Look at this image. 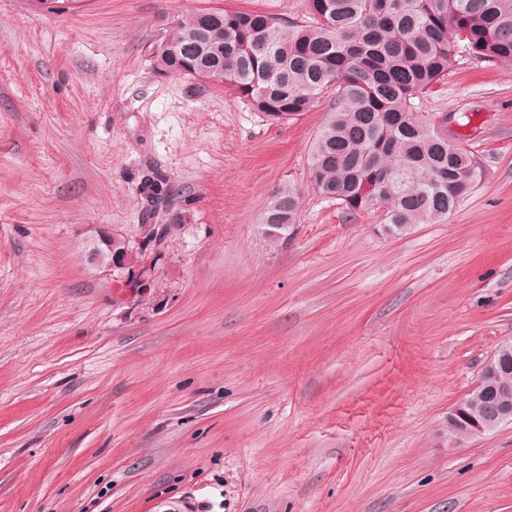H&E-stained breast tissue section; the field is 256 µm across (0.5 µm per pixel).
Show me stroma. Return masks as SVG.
I'll return each mask as SVG.
<instances>
[{"label": "stroma", "mask_w": 512, "mask_h": 512, "mask_svg": "<svg viewBox=\"0 0 512 512\" xmlns=\"http://www.w3.org/2000/svg\"><path fill=\"white\" fill-rule=\"evenodd\" d=\"M307 0H0V512H512V424L448 411L512 339V64L461 54L424 101L482 176L443 224L385 233L309 179L288 125L150 49L198 9ZM182 224L115 295L81 230L136 238L142 182ZM300 197L270 248L261 215ZM300 211L299 194L287 186L277 189L265 208L262 224H281L274 233L264 231L268 245L275 248L288 235V230L297 224Z\"/></svg>", "instance_id": "35a3bbf8"}]
</instances>
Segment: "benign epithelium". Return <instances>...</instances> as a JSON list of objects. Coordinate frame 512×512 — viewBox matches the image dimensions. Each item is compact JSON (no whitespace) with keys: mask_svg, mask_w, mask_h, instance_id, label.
<instances>
[{"mask_svg":"<svg viewBox=\"0 0 512 512\" xmlns=\"http://www.w3.org/2000/svg\"><path fill=\"white\" fill-rule=\"evenodd\" d=\"M432 125L438 131L448 146L453 147V130L448 125V115L426 114ZM145 185L156 187V190L144 191L147 205L156 209L163 205L168 196L167 186L160 185V180L148 178ZM170 224H143L140 226L139 236L131 240L123 233L112 229H102L94 225L84 228L86 234L85 242L94 245V248L87 253L86 261L92 266L113 275L117 274L125 281V287L131 288L138 285L141 291L151 287L150 281L144 277H130L128 270L131 269L126 258L116 256L113 261L103 265L100 258L102 251L112 250V245L121 244L126 253H145L160 247L170 234ZM512 363V340H504L498 344L494 352L483 363L471 389L467 394L448 411V425L464 430L469 438H477L489 432L495 431L502 425L512 424V404L501 403L491 405L486 400L489 391L506 392L509 390V383L504 377L506 367Z\"/></svg>","mask_w":512,"mask_h":512,"instance_id":"1","label":"benign epithelium"}]
</instances>
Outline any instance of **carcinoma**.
<instances>
[{"mask_svg": "<svg viewBox=\"0 0 512 512\" xmlns=\"http://www.w3.org/2000/svg\"><path fill=\"white\" fill-rule=\"evenodd\" d=\"M310 21L208 7L178 21L152 51L161 76L222 84L286 125L333 103L312 149L311 184L353 213L385 204V232L441 224L475 187L480 163L448 148L421 116L423 99L468 53L512 63V0H307ZM283 186L262 223L275 248L297 223Z\"/></svg>", "mask_w": 512, "mask_h": 512, "instance_id": "obj_1", "label": "carcinoma"}]
</instances>
